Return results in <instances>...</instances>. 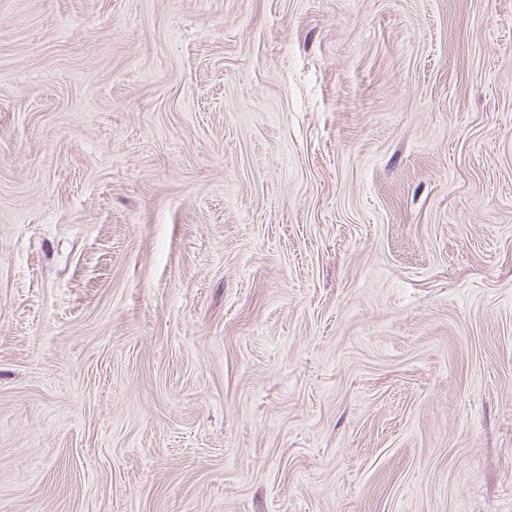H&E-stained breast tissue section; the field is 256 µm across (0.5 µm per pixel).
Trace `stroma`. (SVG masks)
I'll return each instance as SVG.
<instances>
[{
  "label": "stroma",
  "instance_id": "35a3bbf8",
  "mask_svg": "<svg viewBox=\"0 0 512 512\" xmlns=\"http://www.w3.org/2000/svg\"><path fill=\"white\" fill-rule=\"evenodd\" d=\"M0 512H512V0H0Z\"/></svg>",
  "mask_w": 512,
  "mask_h": 512
}]
</instances>
